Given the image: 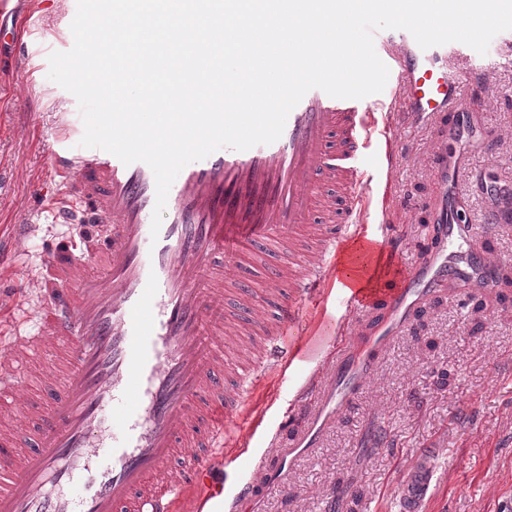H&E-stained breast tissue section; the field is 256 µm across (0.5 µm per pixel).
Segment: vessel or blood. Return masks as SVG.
Returning a JSON list of instances; mask_svg holds the SVG:
<instances>
[{
	"mask_svg": "<svg viewBox=\"0 0 512 512\" xmlns=\"http://www.w3.org/2000/svg\"><path fill=\"white\" fill-rule=\"evenodd\" d=\"M374 47L389 68L387 99L310 90L272 144L185 166L156 234L150 167L82 147L80 113L54 130L47 177L56 192L45 210L72 234L44 250L30 282L37 333L0 309V512H250L353 408L438 284L455 280L465 295L492 286L498 260L469 250L452 205L461 180L481 195L488 186L480 171L450 165L442 146L429 164L442 239L432 262L410 269L400 288L334 286L348 243L367 244L368 265L403 253L404 235L367 222V157L380 151L388 173L402 158L395 113L419 127L484 103L471 47L424 50L404 30L375 35ZM460 56L471 61L462 71ZM447 137L496 146L494 133L469 126ZM511 229L512 198L493 204L484 225ZM379 311L370 344L355 347L357 319ZM36 356L45 364L33 372ZM302 362L310 370L269 439L276 454L223 495L214 472L229 453L248 452L267 414L254 397ZM35 383L56 393L47 411L34 410ZM432 477L428 465L417 469L400 494L403 512H420Z\"/></svg>",
	"mask_w": 512,
	"mask_h": 512,
	"instance_id": "1",
	"label": "vessel or blood"
}]
</instances>
